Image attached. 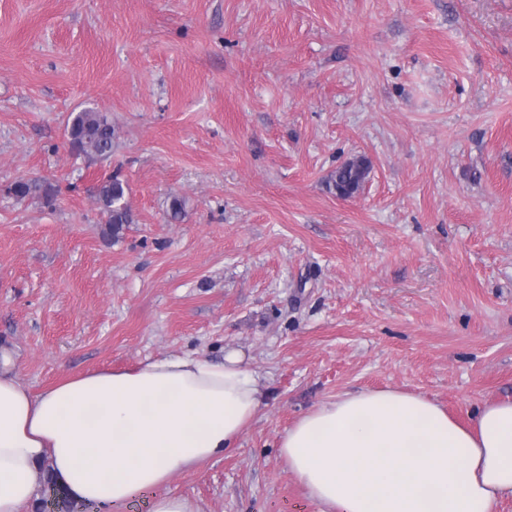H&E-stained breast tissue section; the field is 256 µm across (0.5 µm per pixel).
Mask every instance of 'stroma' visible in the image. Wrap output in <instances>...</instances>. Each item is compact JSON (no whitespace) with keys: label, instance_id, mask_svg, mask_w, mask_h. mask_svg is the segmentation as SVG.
Wrapping results in <instances>:
<instances>
[{"label":"stroma","instance_id":"35a3bbf8","mask_svg":"<svg viewBox=\"0 0 512 512\" xmlns=\"http://www.w3.org/2000/svg\"><path fill=\"white\" fill-rule=\"evenodd\" d=\"M87 107L110 158L65 145ZM2 344L35 393L239 352L258 415L166 485L204 512H321L278 445L338 394L512 399V0H0ZM367 167L361 160H349L333 174V186L340 197L352 196L367 177ZM126 183L113 174L98 189V201L105 217L103 235L118 239L127 224L132 223V213L125 200Z\"/></svg>","mask_w":512,"mask_h":512}]
</instances>
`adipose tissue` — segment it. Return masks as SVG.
Returning <instances> with one entry per match:
<instances>
[{
  "label": "adipose tissue",
  "mask_w": 512,
  "mask_h": 512,
  "mask_svg": "<svg viewBox=\"0 0 512 512\" xmlns=\"http://www.w3.org/2000/svg\"><path fill=\"white\" fill-rule=\"evenodd\" d=\"M263 396L233 351L70 374L37 394L0 352V512H25L43 471L96 512L145 494L150 512H203L165 484L235 447ZM280 453L324 512H494L512 497V400L463 425L400 389L346 392L298 418Z\"/></svg>",
  "instance_id": "adipose-tissue-1"
}]
</instances>
